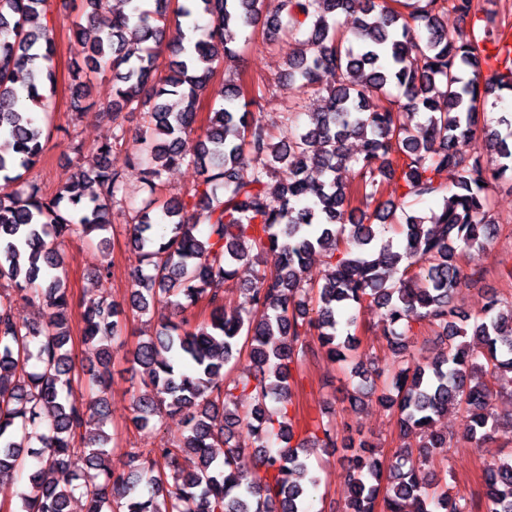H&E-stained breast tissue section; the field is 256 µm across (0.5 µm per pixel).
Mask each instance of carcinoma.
I'll return each mask as SVG.
<instances>
[{
    "label": "carcinoma",
    "instance_id": "1",
    "mask_svg": "<svg viewBox=\"0 0 512 512\" xmlns=\"http://www.w3.org/2000/svg\"><path fill=\"white\" fill-rule=\"evenodd\" d=\"M86 24L76 26L86 70L73 73L71 108L88 110L92 74H112V101L101 118L112 138L97 148L96 167L77 168L48 197L22 179L44 152L45 128L32 111L45 109L55 90L51 66L54 26L36 23L49 0H0V475L27 481L16 512H70L75 497L86 512H307L317 476L311 448L352 451L345 512H376L381 462L367 441L353 448L338 439L332 420L294 427L293 370L319 353L345 363L359 340L351 310L376 307L390 327L393 355L413 344L412 323L438 328L446 348L430 364L410 360L385 370L355 372L356 391L376 390L395 409L404 436L417 448L395 451L383 498L385 512H512V456L488 465L481 488L453 498L422 466L448 447L432 430L435 417L464 409L463 433L481 440L512 415L494 412L488 377L512 374V301L489 298L471 317L454 304V290L480 276L465 271L461 253L497 236L488 193L493 182L512 183V113L497 126L482 124L488 98L512 93V34L488 17L481 28L448 35L444 16L466 18L473 0H414L403 14L389 0H184L175 18L193 20L191 35L170 46L166 74L156 78L157 57L171 0H124L130 13L95 24L107 0H85ZM361 16L342 31L340 17ZM262 26L269 40L288 35L297 54L288 78L304 87L321 73L336 74L326 107L286 141L276 142L254 100L231 80L224 104L203 133L192 137L201 90L219 59L239 57L235 30ZM404 89L398 104L389 88ZM147 111L141 157L150 197L137 211L130 235L139 252L126 305L101 294L83 302L81 343L99 350L101 368L76 370L69 348L71 298L61 251L74 237L108 230L113 207L126 195L116 154L124 138L123 113ZM421 122L413 123L414 117ZM360 142L359 152L346 148ZM194 163L200 182L158 205L162 172ZM325 176L314 181L308 165ZM280 166L292 181L274 184ZM352 168L356 184L342 178ZM448 173V186L440 182ZM400 193L355 217L357 199H375L384 181ZM441 198L436 209L406 214L412 202ZM395 229L402 244L376 246L379 229ZM318 250L325 269L308 273ZM277 264L268 271L264 256ZM398 274L392 279V274ZM244 279V300L225 312L224 282ZM39 301L56 310L46 325L19 320L16 302ZM169 303L179 321L140 341L133 363L143 368L144 390L133 397L131 422L155 427L170 413L184 415L186 434L174 446L131 456V469H112L113 435L105 430L110 348L122 335L126 310L144 316ZM204 304L198 322L193 309ZM404 331L397 332V328ZM316 335L318 349L307 346ZM471 335L476 343L464 341ZM247 353L249 371L224 378V368ZM277 406L270 410L266 399ZM253 432L261 475L243 483L240 449L230 429ZM224 448L218 459L214 449Z\"/></svg>",
    "mask_w": 512,
    "mask_h": 512
}]
</instances>
